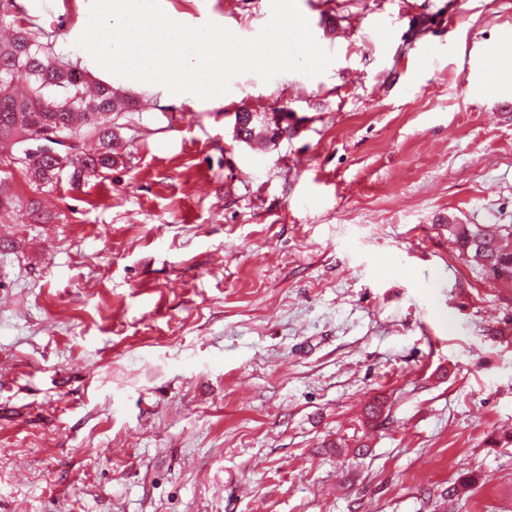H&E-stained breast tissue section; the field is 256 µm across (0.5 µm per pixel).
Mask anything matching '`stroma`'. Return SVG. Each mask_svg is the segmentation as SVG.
I'll list each match as a JSON object with an SVG mask.
<instances>
[{"label": "stroma", "instance_id": "stroma-1", "mask_svg": "<svg viewBox=\"0 0 512 512\" xmlns=\"http://www.w3.org/2000/svg\"><path fill=\"white\" fill-rule=\"evenodd\" d=\"M160 3L248 38L270 0ZM17 4L137 106L80 189L13 176L0 512H434L458 479L447 512H512V287L448 240L512 224V85L478 81L512 0H297L326 72L209 100L81 57L90 0ZM282 106L277 147L236 140Z\"/></svg>", "mask_w": 512, "mask_h": 512}]
</instances>
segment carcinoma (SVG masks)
Returning a JSON list of instances; mask_svg holds the SVG:
<instances>
[{"label":"carcinoma","mask_w":512,"mask_h":512,"mask_svg":"<svg viewBox=\"0 0 512 512\" xmlns=\"http://www.w3.org/2000/svg\"><path fill=\"white\" fill-rule=\"evenodd\" d=\"M17 9L16 0H0V28L11 29L10 37L0 41V214L18 204L10 185L16 170L36 187L50 191L64 181L78 189L87 176L112 169L119 140L115 115L134 109L132 96L55 57L50 47L16 25ZM20 73L28 77L23 91L15 86ZM55 130L74 139L88 130L97 137L98 147L79 148L64 168L51 157L27 163L35 144ZM243 131L250 140L275 143L276 132L266 123ZM448 233L461 255L481 267L486 277L512 282L511 224H450Z\"/></svg>","instance_id":"carcinoma-1"}]
</instances>
